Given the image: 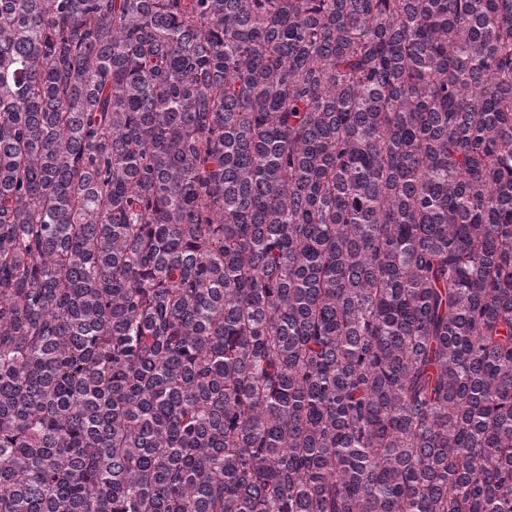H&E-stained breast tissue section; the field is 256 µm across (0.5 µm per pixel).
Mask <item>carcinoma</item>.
I'll return each mask as SVG.
<instances>
[{"instance_id":"cac0c4a2","label":"carcinoma","mask_w":512,"mask_h":512,"mask_svg":"<svg viewBox=\"0 0 512 512\" xmlns=\"http://www.w3.org/2000/svg\"><path fill=\"white\" fill-rule=\"evenodd\" d=\"M0 512H512V0H0Z\"/></svg>"}]
</instances>
